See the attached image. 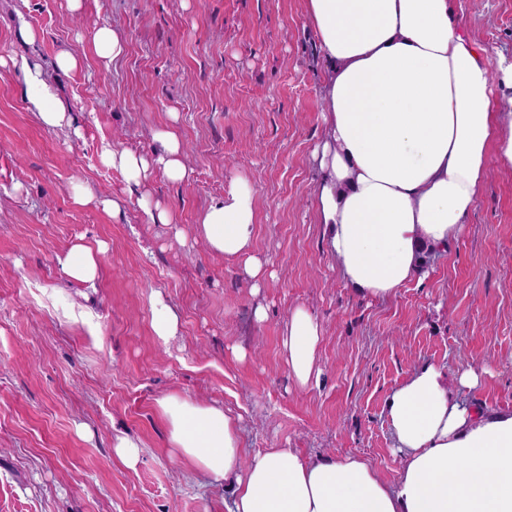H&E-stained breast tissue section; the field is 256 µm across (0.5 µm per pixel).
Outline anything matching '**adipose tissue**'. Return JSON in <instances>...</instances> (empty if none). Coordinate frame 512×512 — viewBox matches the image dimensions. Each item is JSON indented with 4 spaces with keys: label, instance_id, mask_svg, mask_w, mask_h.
<instances>
[{
    "label": "adipose tissue",
    "instance_id": "adipose-tissue-1",
    "mask_svg": "<svg viewBox=\"0 0 512 512\" xmlns=\"http://www.w3.org/2000/svg\"><path fill=\"white\" fill-rule=\"evenodd\" d=\"M306 9L327 64L320 221L345 281L387 299L420 276L422 250L445 249L462 233L488 160L512 170V111L491 109L495 82L512 89V63L492 64L450 0H306ZM22 72L41 123L71 126L42 68ZM156 139L149 155L108 144L101 151L141 203L155 176L187 175L177 131ZM254 221V191L241 180L198 229L211 251L243 260L253 280L263 272L251 252ZM319 337L309 312L294 308L284 348L298 384L311 378ZM478 383L469 368L449 388L429 365L393 392L387 421L402 453L393 485L356 456L267 448L247 461L237 421L222 407L176 395L159 407L175 454L203 478L229 484L228 512H512V410L466 404L460 390Z\"/></svg>",
    "mask_w": 512,
    "mask_h": 512
}]
</instances>
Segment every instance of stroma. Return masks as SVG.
<instances>
[{"mask_svg": "<svg viewBox=\"0 0 512 512\" xmlns=\"http://www.w3.org/2000/svg\"><path fill=\"white\" fill-rule=\"evenodd\" d=\"M492 61L512 60V0H453ZM124 56H96L102 23ZM35 40H28V32ZM79 65L55 69L60 50ZM0 512H226L230 491L203 480L168 443L159 399L224 407L242 448L366 458L395 484L401 455L386 403L416 369L472 368L466 403L512 410V171L489 162L478 203L423 278L385 300L342 278L315 201L325 137L324 59L305 0H0ZM42 66L80 134L50 129L16 63ZM177 130L188 175L155 177V224L101 148L149 153ZM245 179L255 191L253 253L264 277L212 254L201 214ZM122 200L121 216L76 191ZM102 245L94 282L57 261ZM164 300L169 341L153 333ZM321 327L306 386L288 371L289 312ZM264 319H257L256 309ZM124 433L135 467L114 453ZM153 330L158 339L166 342L176 336L178 320L171 308L163 301L158 300L154 309ZM112 447L115 454L128 467H134L139 458V449L141 448L132 438L125 435H118L112 440Z\"/></svg>", "mask_w": 512, "mask_h": 512, "instance_id": "1", "label": "stroma"}]
</instances>
